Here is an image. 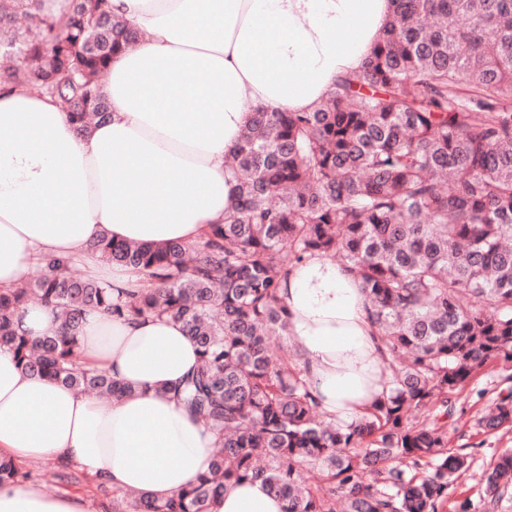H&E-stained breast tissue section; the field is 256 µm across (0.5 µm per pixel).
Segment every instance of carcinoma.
<instances>
[{"label":"carcinoma","mask_w":512,"mask_h":512,"mask_svg":"<svg viewBox=\"0 0 512 512\" xmlns=\"http://www.w3.org/2000/svg\"><path fill=\"white\" fill-rule=\"evenodd\" d=\"M362 69L311 112L250 108L232 153L235 196L203 239L91 249L148 271L120 294L52 258L31 285L0 292V347L25 373L80 393L128 388L79 363L85 314L164 316L198 347L174 397L215 436L211 467L180 495L113 491L112 512H211L230 482L259 481L285 512H439L467 456H448V395L490 359L512 360V0H393ZM0 0V86L55 99L88 128L109 116L112 59L142 35L106 0ZM322 256L365 294L389 396L342 426L320 410L289 335L281 281ZM53 305L62 330L35 341L13 318ZM512 426V396L478 420ZM29 473L0 460V485ZM512 503V450L485 473L481 512Z\"/></svg>","instance_id":"carcinoma-1"}]
</instances>
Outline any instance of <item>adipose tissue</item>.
Wrapping results in <instances>:
<instances>
[{
	"label": "adipose tissue",
	"mask_w": 512,
	"mask_h": 512,
	"mask_svg": "<svg viewBox=\"0 0 512 512\" xmlns=\"http://www.w3.org/2000/svg\"><path fill=\"white\" fill-rule=\"evenodd\" d=\"M144 36L112 62L110 116L80 129L49 96L0 90V289L52 257L133 291L143 272L102 263L90 245L199 242L234 199L225 161L250 106L316 108L378 43L391 0H108ZM280 297L289 333L323 412L348 425L387 395L361 288L316 256L294 267ZM33 339L60 326L37 304L14 318ZM81 356L129 385L122 398L79 393L26 374L0 348V457L52 459L112 489L166 500L211 466L214 437L172 395L197 363L181 324L88 312ZM258 482L229 486L213 512H283ZM0 512H89L79 495L0 486Z\"/></svg>",
	"instance_id": "1"
}]
</instances>
